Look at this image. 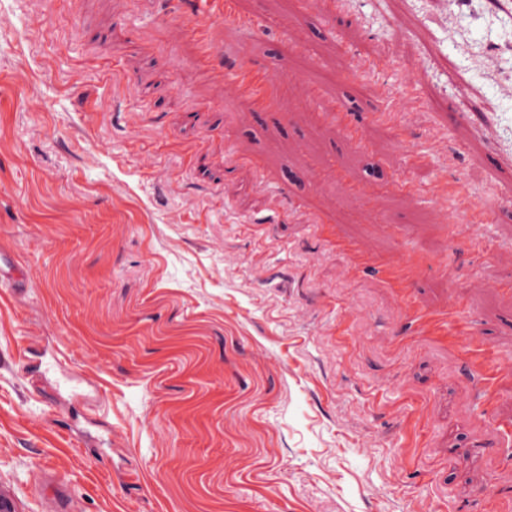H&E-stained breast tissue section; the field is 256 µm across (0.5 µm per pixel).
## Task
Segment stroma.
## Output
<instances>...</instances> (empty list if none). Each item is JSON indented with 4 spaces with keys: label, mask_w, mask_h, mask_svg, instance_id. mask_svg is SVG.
I'll list each match as a JSON object with an SVG mask.
<instances>
[{
    "label": "stroma",
    "mask_w": 512,
    "mask_h": 512,
    "mask_svg": "<svg viewBox=\"0 0 512 512\" xmlns=\"http://www.w3.org/2000/svg\"><path fill=\"white\" fill-rule=\"evenodd\" d=\"M239 8L263 22L224 46L274 74L270 114L152 0H0V247L30 272L0 292V482L26 512H512V0ZM440 171L494 219L438 223ZM340 237L416 260L420 305L467 291L470 335L404 334Z\"/></svg>",
    "instance_id": "1"
}]
</instances>
